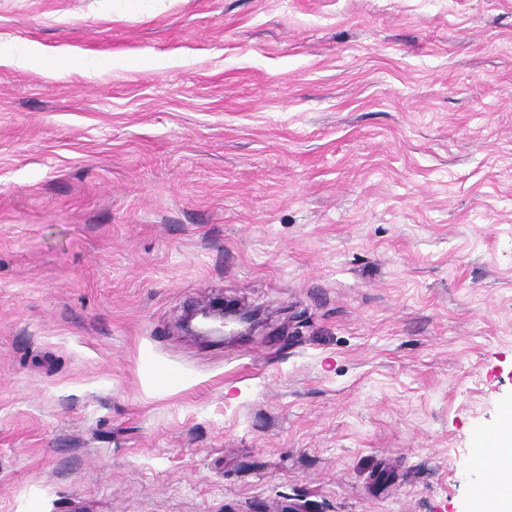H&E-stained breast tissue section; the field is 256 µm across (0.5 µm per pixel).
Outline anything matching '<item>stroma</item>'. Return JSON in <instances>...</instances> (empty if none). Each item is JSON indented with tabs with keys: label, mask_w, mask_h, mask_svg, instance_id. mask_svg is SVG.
<instances>
[{
	"label": "stroma",
	"mask_w": 512,
	"mask_h": 512,
	"mask_svg": "<svg viewBox=\"0 0 512 512\" xmlns=\"http://www.w3.org/2000/svg\"><path fill=\"white\" fill-rule=\"evenodd\" d=\"M510 410L512 0H0V512H472ZM267 324V318L260 309L245 308L227 299H217L207 306L190 307L182 318L185 331L202 338L221 335L233 338L253 336Z\"/></svg>",
	"instance_id": "obj_1"
}]
</instances>
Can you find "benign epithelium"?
<instances>
[{
    "label": "benign epithelium",
    "mask_w": 512,
    "mask_h": 512,
    "mask_svg": "<svg viewBox=\"0 0 512 512\" xmlns=\"http://www.w3.org/2000/svg\"><path fill=\"white\" fill-rule=\"evenodd\" d=\"M267 326V318L259 309L240 303L217 299L207 306L190 307L182 318V327L192 336L208 338L228 335L233 338L253 336Z\"/></svg>",
    "instance_id": "1"
}]
</instances>
